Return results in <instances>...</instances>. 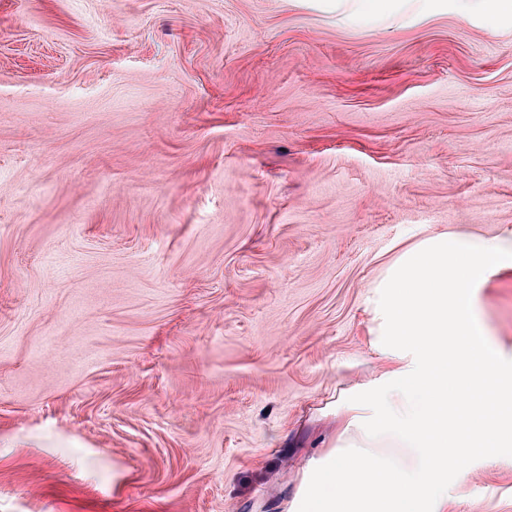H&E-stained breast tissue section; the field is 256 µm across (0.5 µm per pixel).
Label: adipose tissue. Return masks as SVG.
<instances>
[{"instance_id": "adipose-tissue-1", "label": "adipose tissue", "mask_w": 512, "mask_h": 512, "mask_svg": "<svg viewBox=\"0 0 512 512\" xmlns=\"http://www.w3.org/2000/svg\"><path fill=\"white\" fill-rule=\"evenodd\" d=\"M512 270V243L443 233L379 283L377 375L334 411L279 512H448L461 466L512 465V359L487 338L479 288Z\"/></svg>"}]
</instances>
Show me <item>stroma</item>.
Listing matches in <instances>:
<instances>
[{
  "label": "stroma",
  "mask_w": 512,
  "mask_h": 512,
  "mask_svg": "<svg viewBox=\"0 0 512 512\" xmlns=\"http://www.w3.org/2000/svg\"><path fill=\"white\" fill-rule=\"evenodd\" d=\"M447 231L512 232L487 0H0V512H273ZM478 304L512 352V272Z\"/></svg>",
  "instance_id": "1"
}]
</instances>
